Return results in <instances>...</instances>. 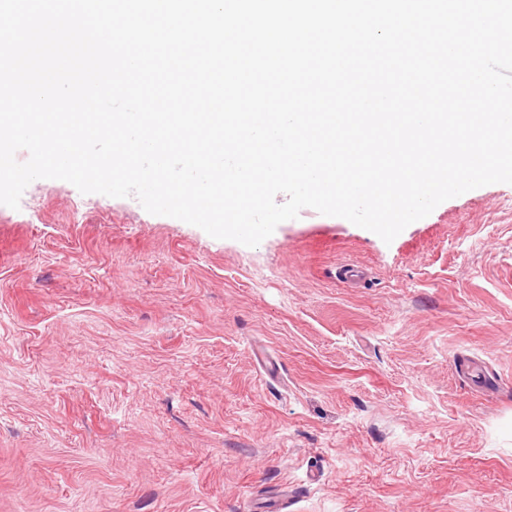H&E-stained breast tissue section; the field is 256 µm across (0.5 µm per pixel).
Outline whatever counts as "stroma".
<instances>
[{
	"mask_svg": "<svg viewBox=\"0 0 512 512\" xmlns=\"http://www.w3.org/2000/svg\"><path fill=\"white\" fill-rule=\"evenodd\" d=\"M277 499L512 512V185L389 244L306 208L251 248L56 179L0 205V512Z\"/></svg>",
	"mask_w": 512,
	"mask_h": 512,
	"instance_id": "obj_1",
	"label": "stroma"
}]
</instances>
